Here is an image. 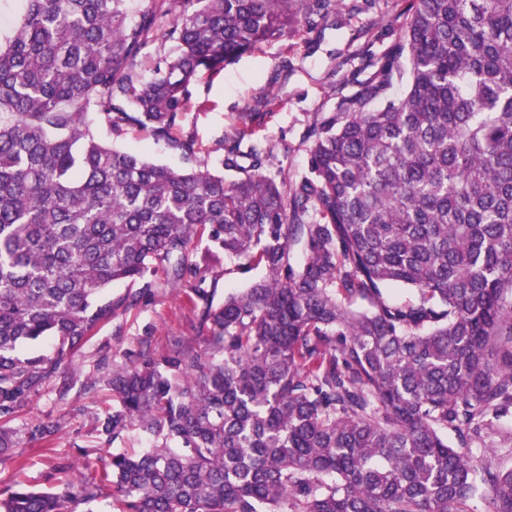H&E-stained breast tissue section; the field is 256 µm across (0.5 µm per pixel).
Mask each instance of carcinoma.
Here are the masks:
<instances>
[{
	"label": "carcinoma",
	"instance_id": "obj_1",
	"mask_svg": "<svg viewBox=\"0 0 512 512\" xmlns=\"http://www.w3.org/2000/svg\"><path fill=\"white\" fill-rule=\"evenodd\" d=\"M21 2L0 41V459L51 447L57 425L13 421L50 385L68 401L75 350L137 302L112 283L265 274L205 303V349L112 365L96 431L153 447L78 485L58 462L46 490L20 465L0 512L107 489L112 512H469L484 486L512 512V466L472 451L512 407V0H414L291 182L244 128L217 166L176 169L104 143L89 111L169 141L201 73L344 0H171L165 22L128 0ZM149 42L175 51L139 80ZM390 284L416 301H385ZM40 340L51 353L22 355Z\"/></svg>",
	"mask_w": 512,
	"mask_h": 512
}]
</instances>
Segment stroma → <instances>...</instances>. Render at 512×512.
I'll return each mask as SVG.
<instances>
[{"instance_id":"stroma-1","label":"stroma","mask_w":512,"mask_h":512,"mask_svg":"<svg viewBox=\"0 0 512 512\" xmlns=\"http://www.w3.org/2000/svg\"><path fill=\"white\" fill-rule=\"evenodd\" d=\"M338 24L319 23L261 45L223 69L201 73L192 89L181 131L193 135L197 160L216 164L224 143L235 131L237 115L258 113L249 127V139L270 151L268 174L295 178L307 170V134L314 125L336 112L342 97L358 93L372 72L371 61L387 55L404 25L410 0H345ZM103 140L121 151L144 156L173 167L186 166L181 151L172 144L155 141L148 131L130 127L109 133L99 125ZM262 268L242 269L228 261L207 272L201 284L206 297H192L189 283L173 284L164 274L149 281H119L109 288L113 297L137 296L135 305L120 310L95 335L84 342L72 358L74 387L68 405H59L54 391L45 390L21 413L25 422L52 421L60 414L68 419L53 438L52 452L37 443H24L20 460H0V490L10 488L16 476L27 485L46 486L53 465L62 459L77 461L78 476L98 469L103 455L96 438L93 415L110 406L112 395L105 385L84 391L88 377H102L99 363L110 355L113 363L128 357L166 353L173 345L185 351L205 348L209 336L202 320L205 301L220 303L227 293L248 287L262 277ZM24 473H17L18 462Z\"/></svg>"}]
</instances>
